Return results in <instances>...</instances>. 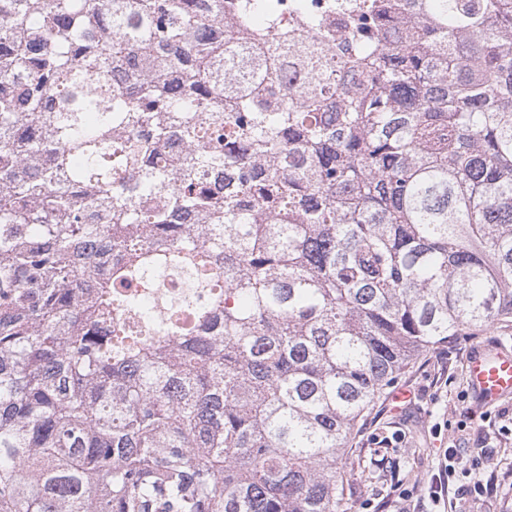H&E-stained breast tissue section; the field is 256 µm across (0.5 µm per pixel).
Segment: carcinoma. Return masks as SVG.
I'll list each match as a JSON object with an SVG mask.
<instances>
[{
  "instance_id": "carcinoma-1",
  "label": "carcinoma",
  "mask_w": 512,
  "mask_h": 512,
  "mask_svg": "<svg viewBox=\"0 0 512 512\" xmlns=\"http://www.w3.org/2000/svg\"><path fill=\"white\" fill-rule=\"evenodd\" d=\"M271 11L0 0V512H347L377 397L512 323V0Z\"/></svg>"
}]
</instances>
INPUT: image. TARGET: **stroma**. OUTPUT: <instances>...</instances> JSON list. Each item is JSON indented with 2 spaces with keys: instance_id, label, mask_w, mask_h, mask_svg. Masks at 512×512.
Wrapping results in <instances>:
<instances>
[{
  "instance_id": "obj_1",
  "label": "stroma",
  "mask_w": 512,
  "mask_h": 512,
  "mask_svg": "<svg viewBox=\"0 0 512 512\" xmlns=\"http://www.w3.org/2000/svg\"><path fill=\"white\" fill-rule=\"evenodd\" d=\"M512 352V325L494 326L479 338L419 352L402 370L397 385L412 398L393 412L390 395L368 411L339 468L351 512H431L426 489L449 446L461 448V470L448 478L449 490L493 481L497 493L473 504L471 512H512V435L500 431V408L476 410L468 391L465 361L488 344Z\"/></svg>"
}]
</instances>
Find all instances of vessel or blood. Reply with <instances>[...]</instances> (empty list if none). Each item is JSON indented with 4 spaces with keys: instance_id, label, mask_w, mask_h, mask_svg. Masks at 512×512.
<instances>
[{
    "instance_id": "b4317fda",
    "label": "vessel or blood",
    "mask_w": 512,
    "mask_h": 512,
    "mask_svg": "<svg viewBox=\"0 0 512 512\" xmlns=\"http://www.w3.org/2000/svg\"><path fill=\"white\" fill-rule=\"evenodd\" d=\"M470 392L478 408L496 405L512 395V354L497 347H482L467 360Z\"/></svg>"
}]
</instances>
